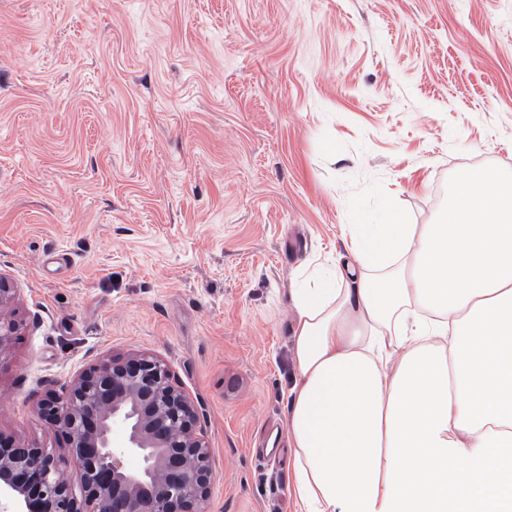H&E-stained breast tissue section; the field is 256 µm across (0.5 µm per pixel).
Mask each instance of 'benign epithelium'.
<instances>
[{"instance_id":"7a95c632","label":"benign epithelium","mask_w":512,"mask_h":512,"mask_svg":"<svg viewBox=\"0 0 512 512\" xmlns=\"http://www.w3.org/2000/svg\"><path fill=\"white\" fill-rule=\"evenodd\" d=\"M15 295L0 272V356L21 327ZM39 413L66 436L68 458L0 435V512H206L212 469L198 412L159 356L103 358L47 392ZM131 454L136 470L124 466Z\"/></svg>"}]
</instances>
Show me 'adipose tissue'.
<instances>
[{
	"mask_svg": "<svg viewBox=\"0 0 512 512\" xmlns=\"http://www.w3.org/2000/svg\"><path fill=\"white\" fill-rule=\"evenodd\" d=\"M296 512H512V177L448 213L353 224L292 294Z\"/></svg>",
	"mask_w": 512,
	"mask_h": 512,
	"instance_id": "obj_1",
	"label": "adipose tissue"
}]
</instances>
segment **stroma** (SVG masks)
Segmentation results:
<instances>
[{
	"label": "stroma",
	"mask_w": 512,
	"mask_h": 512,
	"mask_svg": "<svg viewBox=\"0 0 512 512\" xmlns=\"http://www.w3.org/2000/svg\"><path fill=\"white\" fill-rule=\"evenodd\" d=\"M512 173V0H0V434L103 356L194 398L208 512H294L291 290L349 225ZM16 290L12 288L8 277L0 272V360L17 335L21 322L16 319L12 307Z\"/></svg>",
	"instance_id": "stroma-1"
}]
</instances>
